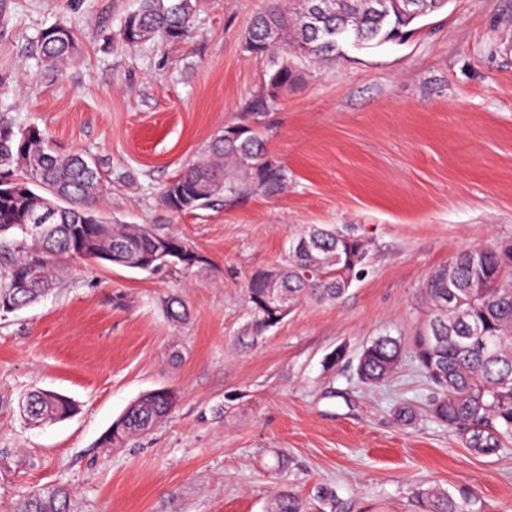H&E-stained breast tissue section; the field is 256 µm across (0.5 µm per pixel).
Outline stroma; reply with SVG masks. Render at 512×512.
I'll return each instance as SVG.
<instances>
[{"label":"stroma","mask_w":512,"mask_h":512,"mask_svg":"<svg viewBox=\"0 0 512 512\" xmlns=\"http://www.w3.org/2000/svg\"><path fill=\"white\" fill-rule=\"evenodd\" d=\"M133 5L0 0V115L94 157L112 173L99 192L107 215L165 225L204 261L148 275L58 259L51 294L0 313V512L56 488L73 512H267L281 489L313 512H422L430 486L512 512V448L479 455L435 423L411 359L374 386L356 374L374 338L410 341L433 271L461 249L512 241V0H450L405 42L302 62L264 118L287 188L179 214L162 186L268 94V62L242 42L269 0H200L185 41L129 48L118 29ZM55 23L78 44L59 74L36 52ZM315 224L366 240L364 275L338 300L253 328L249 275ZM175 296L180 324L165 311ZM159 388L177 397L169 416L101 447ZM34 389L71 398L76 414L28 424L19 401ZM402 406L411 424L396 420Z\"/></svg>","instance_id":"obj_1"}]
</instances>
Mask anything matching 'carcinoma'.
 <instances>
[{"label": "carcinoma", "mask_w": 512, "mask_h": 512, "mask_svg": "<svg viewBox=\"0 0 512 512\" xmlns=\"http://www.w3.org/2000/svg\"><path fill=\"white\" fill-rule=\"evenodd\" d=\"M417 15L399 11L394 0H330V8L315 14L294 6V0H271L251 21L243 51L270 61L267 88L273 94L299 80L297 62L329 60L343 45L362 50L400 41L415 30L414 24L442 9L441 0H415ZM197 0H137V6L120 20L119 37L129 47L149 41L180 42L190 32ZM77 45L62 24L42 30L38 55L41 65L60 72L74 56ZM267 100L252 106L251 121L236 125L237 136L220 132L207 148L186 164L164 186L161 201L173 213L206 208L211 203L262 191L279 193L288 180L278 162L265 166L262 114ZM102 172L91 156L61 154L46 132L36 126L15 128L0 116V241L7 234L16 256L6 265L0 296L12 292V282L38 262L31 288L18 295L30 305L52 286L51 263L71 256L68 227L86 224L87 242L93 250L121 252L125 267L145 271L142 258L157 252V237L172 243L181 239L165 227L114 224L97 207ZM58 215L45 232L36 233L32 217L54 203ZM310 242V251L289 248L284 263L254 272L247 285V300L257 328L279 324L303 299L336 300L344 284L364 273V264L351 266L347 255L366 251L355 237L336 233L334 226H315L293 239ZM424 293L428 310L423 325L429 335L413 336L410 350L391 336H380L359 357L356 373L361 382L374 385L395 372L410 354L418 372L432 388V418L448 431L466 437L468 447L485 456L505 450L512 441V243L501 242L466 248L436 270ZM166 313L173 322L187 316L184 303L171 298ZM45 421L68 417L74 405L68 398L41 391L27 396ZM176 398L145 393L130 403L112 423L104 443L115 448L133 436L148 434L173 409ZM426 512H477L464 491L431 487L422 492ZM66 491L34 493L16 512H70ZM268 512H309L292 491H280Z\"/></svg>", "instance_id": "carcinoma-1"}]
</instances>
